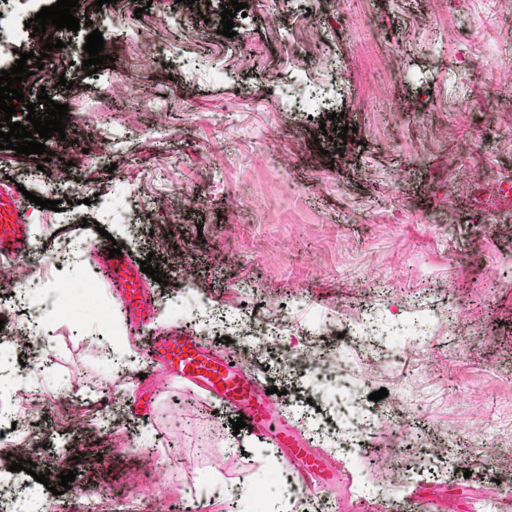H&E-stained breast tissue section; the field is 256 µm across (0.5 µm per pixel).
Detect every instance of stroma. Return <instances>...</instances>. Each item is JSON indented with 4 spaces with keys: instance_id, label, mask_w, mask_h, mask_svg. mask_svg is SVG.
I'll list each match as a JSON object with an SVG mask.
<instances>
[{
    "instance_id": "35a3bbf8",
    "label": "stroma",
    "mask_w": 512,
    "mask_h": 512,
    "mask_svg": "<svg viewBox=\"0 0 512 512\" xmlns=\"http://www.w3.org/2000/svg\"><path fill=\"white\" fill-rule=\"evenodd\" d=\"M223 2L125 0L92 26L56 31L65 47L45 64L44 86L69 107L66 138L47 140L48 163L0 149V183L45 199L49 184L74 185L64 221L24 205L31 245L52 252L70 239L74 255L55 266L0 263V294L43 286L24 303H0V326L19 334L49 317L36 349H7L17 379L44 394V467L75 471L87 494L116 504L132 494L157 512L199 503L242 512L273 460L294 472L297 459L274 438L233 431L235 407L154 367L151 336L178 329L230 352L239 373L270 390L274 428L309 441L319 458L329 489L278 498L280 512H469L493 497L512 512V434L487 431L489 420L512 419V195L494 189L512 153L475 166L478 136L512 133V94L502 90L512 61L499 55L512 42V0H247L231 38L219 33ZM276 25L293 41L269 42ZM94 29L111 32L104 52L114 65L89 76L81 62ZM163 47L173 59L162 65ZM288 56L321 68L331 95L323 111H289ZM452 72L467 84L457 100L448 97ZM59 75L66 85L53 84ZM479 112L490 115L481 135ZM332 113L337 127L351 126L346 139L323 134ZM37 165L41 183L25 176ZM94 184L101 190L87 198ZM116 184L153 191L147 211L129 209ZM109 236L133 263L154 260L166 275L162 284L143 279L149 322L101 280L99 308L56 309L54 293L98 277L95 248ZM183 282L192 292L176 310ZM209 307L240 309L256 326L280 309L288 325L269 340L227 343L223 323L204 318ZM362 307L378 344L391 335L401 344L388 366L356 337L322 338L357 389V412L374 422L348 462L312 443L308 424L285 408L308 400L344 428L332 401L307 389L276 394L281 377L258 359L305 348L302 329L318 314ZM67 387L70 408L56 402ZM383 388L387 397L372 401ZM114 401L124 424L97 429L96 414ZM388 406L402 411L400 426L381 419ZM215 473L222 483L211 482Z\"/></svg>"
}]
</instances>
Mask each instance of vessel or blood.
Listing matches in <instances>:
<instances>
[{"mask_svg": "<svg viewBox=\"0 0 512 512\" xmlns=\"http://www.w3.org/2000/svg\"><path fill=\"white\" fill-rule=\"evenodd\" d=\"M28 253L29 237L20 194L14 187L1 184L0 256L23 258ZM100 260L108 280L122 288L125 303L147 310L143 282L132 261L124 255L110 257L105 250L101 251ZM150 348L174 375L201 381L208 392L221 394L225 403L244 408L257 428L268 429L267 397L236 373L230 355L201 349L190 336H158Z\"/></svg>", "mask_w": 512, "mask_h": 512, "instance_id": "vessel-or-blood-1", "label": "vessel or blood"}]
</instances>
